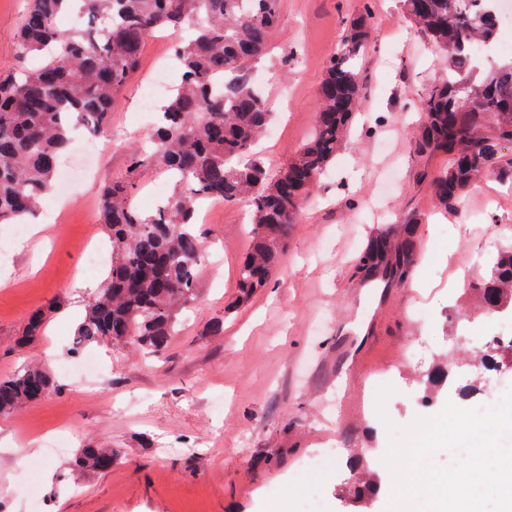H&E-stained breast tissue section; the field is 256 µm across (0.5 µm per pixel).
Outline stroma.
<instances>
[{
	"mask_svg": "<svg viewBox=\"0 0 512 512\" xmlns=\"http://www.w3.org/2000/svg\"><path fill=\"white\" fill-rule=\"evenodd\" d=\"M30 0H0V75L19 68L17 34ZM371 8L372 42L360 69L364 93L351 138L322 176L319 192L288 232L281 266L267 288L241 306L238 268L249 248L246 203H220L200 219L201 291L171 345L157 356L134 346H93L98 380L107 389L75 383L61 367L75 328L64 317L74 305L72 284L86 275L87 247L108 246L100 224V185L125 175L129 154L157 115L140 107L152 71L171 69L179 30L148 36L138 69L113 106L95 158L78 137L62 163L75 178L51 223L50 242L15 238L0 225V377L32 364L54 378L45 399L0 416V512H348L351 481L345 459L360 448L383 458L387 431L369 398L370 373L384 371L395 392L386 411L397 426L464 406L442 388L422 406L413 388L449 365L457 382L485 337L512 336V313L473 314L472 282L487 264L471 254L485 244L512 245V178L503 198L487 199L478 183L456 208L436 207L427 178L440 156L416 150L419 102L443 73L430 42L403 19L400 0H281L280 21L261 60L260 78L274 121L256 145L277 171L308 140L318 89L347 21ZM133 203L145 214L170 191L161 168L139 172ZM417 218L420 255L404 280L366 285L357 269L367 241ZM457 288H448L450 274ZM60 306L43 335L22 347L17 338L29 312ZM224 331H211L215 320ZM362 401L356 419L340 414L346 387ZM68 428V448L47 457L42 441ZM109 445L123 456L103 472L75 473L81 448Z\"/></svg>",
	"mask_w": 512,
	"mask_h": 512,
	"instance_id": "stroma-1",
	"label": "stroma"
}]
</instances>
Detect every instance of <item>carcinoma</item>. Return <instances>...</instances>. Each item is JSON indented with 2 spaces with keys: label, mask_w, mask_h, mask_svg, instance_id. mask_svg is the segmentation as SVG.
<instances>
[{
  "label": "carcinoma",
  "mask_w": 512,
  "mask_h": 512,
  "mask_svg": "<svg viewBox=\"0 0 512 512\" xmlns=\"http://www.w3.org/2000/svg\"><path fill=\"white\" fill-rule=\"evenodd\" d=\"M17 35V57L38 59L32 68L0 76V224H13L37 209L53 187L71 124L93 134L108 130L112 104L136 70L145 38L181 27L191 37L174 46L180 83L160 106L151 150L130 155L128 176L105 183L98 212L112 242V263L90 299L72 352L91 344L135 342L159 353L177 332L180 313L198 296L202 244L194 231L197 204L236 202L250 207L251 246L238 270L235 305L266 287L281 263L288 228L297 222L323 170L336 157L356 115L363 89L357 61L371 37V11L350 20L341 48L326 64L308 141L278 174L268 175L253 147L270 121L266 99L245 72L274 34L280 0H31ZM404 19L448 60V78L420 102L416 147L446 164L429 187L448 210L459 204L480 176L501 179L492 169L502 144L512 142V61L497 65L481 82L474 77L477 47L491 45L499 17L493 0H401ZM80 12L84 34L59 26ZM162 164L172 193L149 215L133 205L134 174ZM416 250L411 234L378 235L357 265L363 276L390 266L402 279ZM482 304L512 309V246L491 262L488 278L474 286ZM54 310H35L19 339L42 335ZM55 390L41 367L0 379V415L38 402ZM120 448L81 449L73 471H104L121 458Z\"/></svg>",
  "instance_id": "cac0c4a2"
}]
</instances>
